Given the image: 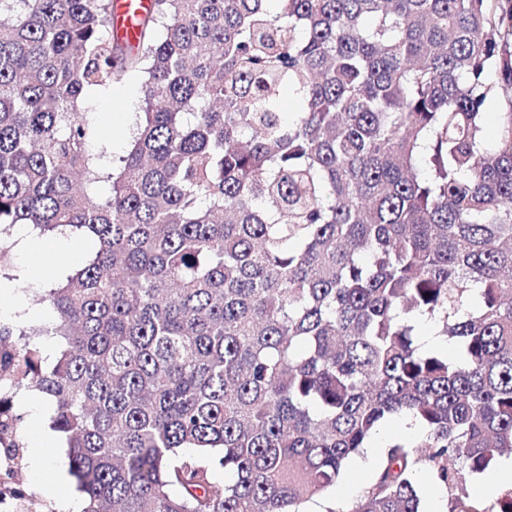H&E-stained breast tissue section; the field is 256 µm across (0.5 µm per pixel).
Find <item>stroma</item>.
I'll return each instance as SVG.
<instances>
[{
  "instance_id": "35a3bbf8",
  "label": "stroma",
  "mask_w": 512,
  "mask_h": 512,
  "mask_svg": "<svg viewBox=\"0 0 512 512\" xmlns=\"http://www.w3.org/2000/svg\"><path fill=\"white\" fill-rule=\"evenodd\" d=\"M141 80L131 77L107 89L90 90L83 105L91 121L99 126L101 135L93 140V152H105L108 159H118L129 149V130L135 115L142 109ZM21 232L13 227L6 240L10 242L9 260L1 271L13 277L12 285L22 306L21 312L14 315L17 323L41 326L52 321L53 316L42 303L41 297L50 285L65 280L81 262L95 250V241L88 236L80 237V251H72L68 245L69 235L53 233L40 235L33 247L22 250L13 242ZM21 439L25 448L20 449L17 458L9 460L0 457V479L22 484L28 494L27 499H11L8 504H0V512H58L61 499H80L73 477L57 480L51 473L41 472L32 464V435L28 427H21ZM418 429L411 421L398 418L388 422L370 448L354 458L347 467L344 478L336 487L335 494L308 503V512H325L335 508L336 512H348L356 499L368 487L381 459L384 443L392 438L416 439Z\"/></svg>"
}]
</instances>
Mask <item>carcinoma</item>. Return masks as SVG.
Wrapping results in <instances>:
<instances>
[{
  "label": "carcinoma",
  "instance_id": "cac0c4a2",
  "mask_svg": "<svg viewBox=\"0 0 512 512\" xmlns=\"http://www.w3.org/2000/svg\"><path fill=\"white\" fill-rule=\"evenodd\" d=\"M111 14L0 0V231L97 244L52 324L0 321V447L33 388L83 512H307L405 416L348 512H420L422 469L512 512L464 479L512 451V0H154L134 50ZM134 75L109 170L82 103Z\"/></svg>",
  "mask_w": 512,
  "mask_h": 512
}]
</instances>
